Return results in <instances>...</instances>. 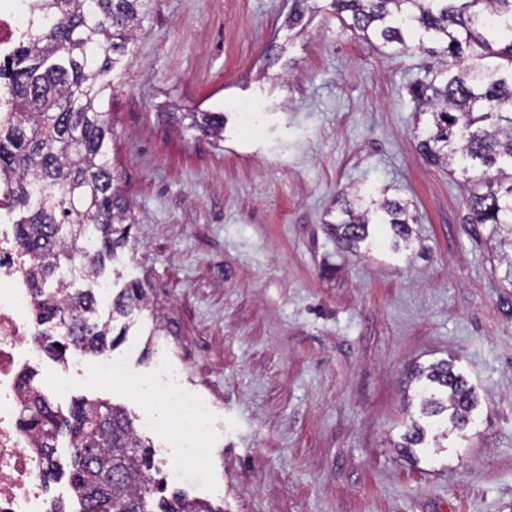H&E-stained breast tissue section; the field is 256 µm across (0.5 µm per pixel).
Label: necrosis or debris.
<instances>
[{"instance_id":"4bbe7bcc","label":"necrosis or debris","mask_w":512,"mask_h":512,"mask_svg":"<svg viewBox=\"0 0 512 512\" xmlns=\"http://www.w3.org/2000/svg\"><path fill=\"white\" fill-rule=\"evenodd\" d=\"M30 35L23 0H0V62ZM30 264L12 224H0V512H57L44 481L46 464L33 436L18 425L23 372L40 361L32 321Z\"/></svg>"}]
</instances>
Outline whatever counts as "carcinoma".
<instances>
[{
  "instance_id": "obj_1",
  "label": "carcinoma",
  "mask_w": 512,
  "mask_h": 512,
  "mask_svg": "<svg viewBox=\"0 0 512 512\" xmlns=\"http://www.w3.org/2000/svg\"><path fill=\"white\" fill-rule=\"evenodd\" d=\"M288 29L320 11L318 0H294ZM147 0H41L43 31L16 50L7 64L14 122L0 128V176L10 196L27 208L17 222L34 262L40 301L37 321L49 328L67 323L66 339L84 352L112 346L111 320L88 322L97 295L91 288L45 290L62 262L82 261L88 277L102 276L105 262L126 246L130 205L110 166L109 103L112 71L123 65ZM340 24L363 40L406 49L412 41L449 58L448 69L412 91L416 109L429 115L417 135L424 158L466 173L479 166L497 175L473 181L468 223L490 225L489 237L512 247V0H331ZM507 65L500 64V61ZM188 128L221 139L224 113L190 112ZM339 243L358 246L369 226L386 224L392 248L410 238L408 205L398 199L354 193L340 202ZM142 285L112 300V313L128 317L147 307ZM426 425L412 423L399 447H422L427 429L446 436L465 429L475 408L473 388L444 360L415 373ZM22 403L20 425L35 432L40 450L55 454L59 433L72 439L71 485L83 512H149L152 465L140 452L127 412L105 403L82 402L64 418L49 400ZM438 435V436H440ZM433 436V440H438ZM159 512H216L207 502L178 498L158 502Z\"/></svg>"
}]
</instances>
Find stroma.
Segmentation results:
<instances>
[{"mask_svg":"<svg viewBox=\"0 0 512 512\" xmlns=\"http://www.w3.org/2000/svg\"><path fill=\"white\" fill-rule=\"evenodd\" d=\"M292 0H150L112 75L109 158L129 198L113 291L147 309L119 330L121 377L86 354L52 407L125 408L159 486L224 512H512V288L468 224L467 174L418 152L410 87L438 70L355 37L328 11L302 34ZM220 112L224 137L187 129ZM388 188L417 222L408 248H337L341 191ZM213 406L206 462L180 447L150 335ZM440 359L477 406L442 452L408 458L411 370ZM147 294L139 283H133L130 287L122 289L112 300V316L114 314L129 317L135 310L139 311L147 307Z\"/></svg>","mask_w":512,"mask_h":512,"instance_id":"1","label":"stroma"}]
</instances>
